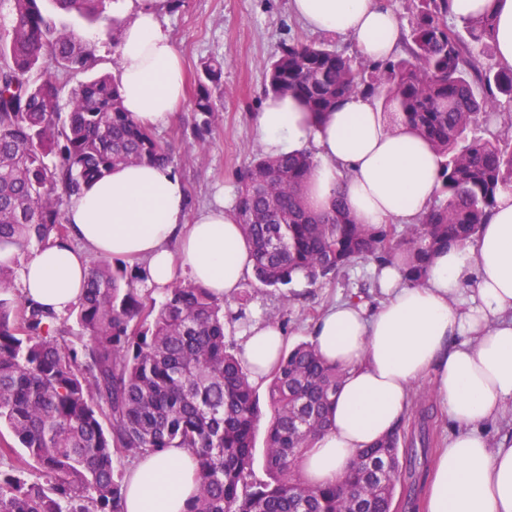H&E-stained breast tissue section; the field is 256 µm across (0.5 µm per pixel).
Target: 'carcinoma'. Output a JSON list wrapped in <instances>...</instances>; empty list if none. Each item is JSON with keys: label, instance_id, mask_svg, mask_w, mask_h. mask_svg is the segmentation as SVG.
I'll return each mask as SVG.
<instances>
[{"label": "carcinoma", "instance_id": "1", "mask_svg": "<svg viewBox=\"0 0 512 512\" xmlns=\"http://www.w3.org/2000/svg\"><path fill=\"white\" fill-rule=\"evenodd\" d=\"M59 9L108 22L105 0H55ZM450 0H421L403 32L405 55L354 64L324 43H283L265 65V92L298 99L321 118L344 97L384 95V109L440 157L436 197L419 224L359 223L338 199L312 211L310 155L250 153L238 175L233 216L247 236L254 276L267 287L330 281L358 263L408 257L405 279L422 282L435 252L470 240L498 190L512 186V149L483 136L498 96L512 98V69L482 71L476 47L494 41L487 9L462 29L448 25ZM54 63L55 71L42 67ZM92 51L59 29L40 0H0V294L15 288L19 256L70 240L72 197L119 165L173 167L170 151L123 106L108 75L79 84L61 107L60 76L86 69ZM223 63H201L196 143L211 133L212 88ZM147 272L123 260L93 264L75 313L77 329L18 294L0 297V426L26 456L0 469V512H125L116 464L167 448L195 457L200 490L186 512H390L409 481L405 507L419 508V457L429 435L398 426L361 450L344 479L311 487L303 454L327 426L344 372L309 342L283 354L268 386L267 479H253L261 411L251 372L227 336L224 301L183 279L158 301L140 292ZM390 461L382 474L371 468ZM36 469L39 481L26 477Z\"/></svg>", "mask_w": 512, "mask_h": 512}]
</instances>
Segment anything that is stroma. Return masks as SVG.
Wrapping results in <instances>:
<instances>
[{"mask_svg": "<svg viewBox=\"0 0 512 512\" xmlns=\"http://www.w3.org/2000/svg\"><path fill=\"white\" fill-rule=\"evenodd\" d=\"M41 8L76 33L89 32L95 38L91 67L68 75V88L114 73L115 29L61 11L55 0H41ZM161 22L182 58L187 88L175 120L156 127L154 133L173 152L176 175L185 185L191 215L213 204L222 192L237 190L238 174L248 153L258 149L254 116L266 98L265 65L281 43L322 42L348 57L356 55L347 38L306 29L292 13L290 0H182L181 6L163 14ZM213 57L223 59L224 73L220 85L212 90L217 112L207 155L201 159L191 148L196 81L201 63ZM351 294L360 295L368 306L379 304L382 294L373 284L372 267L357 266L326 285L305 286L286 305L277 290L253 278L248 279L239 298L255 314L283 310L286 337L294 345L308 340L321 311Z\"/></svg>", "mask_w": 512, "mask_h": 512, "instance_id": "obj_1", "label": "stroma"}]
</instances>
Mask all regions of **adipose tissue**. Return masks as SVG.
<instances>
[{
  "label": "adipose tissue",
  "instance_id": "adipose-tissue-1",
  "mask_svg": "<svg viewBox=\"0 0 512 512\" xmlns=\"http://www.w3.org/2000/svg\"><path fill=\"white\" fill-rule=\"evenodd\" d=\"M489 6L497 59L512 68V0H451V16L462 24ZM169 8L168 0H112L123 105L150 127L168 123L185 95L183 66L161 23ZM291 8L309 29L348 37L365 59L389 58L400 44L401 24L385 0H291ZM255 128L264 155H313L306 190L313 210L340 197L360 223L414 224L435 194L437 155L385 123L371 97H347L318 120L293 97L271 95ZM231 210L220 199L188 215L170 168L117 166L72 199L69 242L33 250L18 285L61 313L78 304L92 258H119L142 263L148 287L184 273L234 305L252 257ZM404 268L382 267L378 306L334 304L312 327V344L346 376L327 428L302 457V474L312 486L341 481L361 449L407 419L412 386L427 377L453 432L425 484L426 512H512V437L487 433L512 412V187L500 188L471 240L433 256L422 283L406 282ZM286 347L280 324L254 319L240 345L253 381L270 376ZM125 482L126 512H185L199 487L195 458L183 448L144 455Z\"/></svg>",
  "mask_w": 512,
  "mask_h": 512
}]
</instances>
